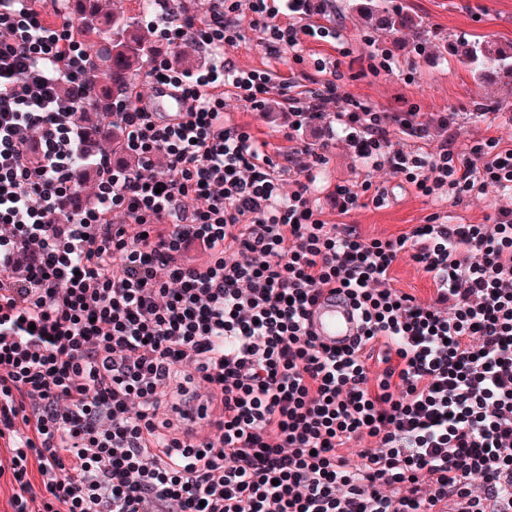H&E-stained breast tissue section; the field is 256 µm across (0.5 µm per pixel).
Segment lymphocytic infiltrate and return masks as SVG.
Wrapping results in <instances>:
<instances>
[{
    "mask_svg": "<svg viewBox=\"0 0 512 512\" xmlns=\"http://www.w3.org/2000/svg\"><path fill=\"white\" fill-rule=\"evenodd\" d=\"M158 4L148 26L204 64L149 66L183 111H154L134 87L105 104L125 168L73 119L94 80L74 20L0 0L5 512H512V209L486 224L435 212L385 239L328 223L311 187L329 146L298 133L324 124L457 205L512 190V147L396 148L428 139L418 104L345 107L322 64L277 81L235 69L224 49L244 38L241 9L272 54L327 34L281 22L276 0H210L199 18L184 0ZM274 92L292 122L271 151L224 100L258 111ZM79 152L98 161L91 182ZM87 184L90 205L70 208ZM406 252L432 281L427 300L393 283ZM326 294L360 316L342 348L306 325ZM200 397L216 413L205 430L178 412Z\"/></svg>",
    "mask_w": 512,
    "mask_h": 512,
    "instance_id": "lymphocytic-infiltrate-1",
    "label": "lymphocytic infiltrate"
}]
</instances>
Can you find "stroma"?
I'll return each mask as SVG.
<instances>
[{"label": "stroma", "mask_w": 512, "mask_h": 512, "mask_svg": "<svg viewBox=\"0 0 512 512\" xmlns=\"http://www.w3.org/2000/svg\"><path fill=\"white\" fill-rule=\"evenodd\" d=\"M387 4L422 19L429 31L428 38L418 41L407 32L390 33L351 11L337 17L335 9L327 4L321 11L311 13L303 0H292L289 22L334 28L340 35L339 41L308 37L300 49L285 48L273 56L262 44V29L251 26L249 16L244 14L240 21L245 27V39L227 49L225 57L241 70H270L297 77L314 72L321 60L328 69L338 70L340 89L349 98L379 107H394L406 98L416 102L427 116L455 113L452 133L459 148H469L474 140L488 134L512 144V84L479 82L450 50L451 43L461 38L491 40L503 47L511 45L512 0H387ZM381 51L392 57L391 72L376 77L362 75V57ZM489 98L504 101L505 109L478 116L481 103ZM226 110L235 120L249 121L258 141L273 147L282 145V134L288 129V112L277 101H270L264 111L251 114L244 103L231 100ZM316 174L312 197L323 219L331 224L360 225L371 236H398L413 225L424 223L435 212L447 215L452 224H481L497 208H512V194L506 192L473 198L459 205L417 196L389 172L371 168L341 137ZM365 180L384 190V205L369 204L349 214H339L330 194L333 186L339 182L357 185Z\"/></svg>", "instance_id": "35a3bbf8"}]
</instances>
